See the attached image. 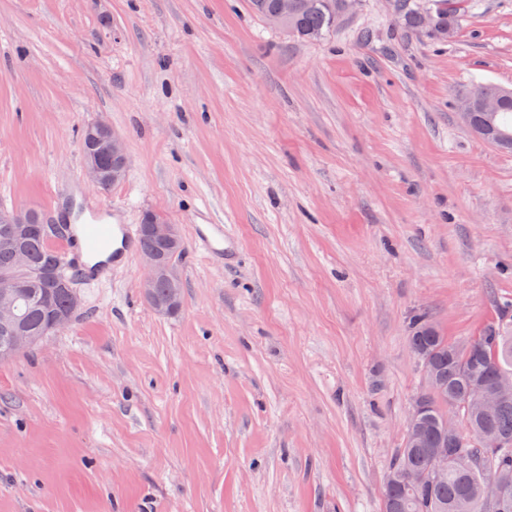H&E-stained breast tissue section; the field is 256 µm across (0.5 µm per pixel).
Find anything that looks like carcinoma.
Wrapping results in <instances>:
<instances>
[{"label": "carcinoma", "instance_id": "1", "mask_svg": "<svg viewBox=\"0 0 512 512\" xmlns=\"http://www.w3.org/2000/svg\"><path fill=\"white\" fill-rule=\"evenodd\" d=\"M341 0H308V7L290 22V33L301 39H315L332 31L339 19ZM434 20L412 8L409 0L402 2V18L411 30H427L435 34L440 28L458 27L456 0H431ZM82 153H97L104 168L112 166V158L98 152L88 137L81 135ZM32 222L27 237L20 243L26 265L17 263L14 251L0 247V274H11L19 285L16 300L18 328L40 340L59 329L54 320L66 315L74 318L70 291L77 288L79 276L67 270V285L52 287L57 265L64 263L59 250L51 240L62 235L44 224L40 215L27 212ZM474 348L469 350L462 342H452L427 320L418 317L412 324L410 349L429 357L430 366L443 378L448 396L426 398L429 410L424 418L429 443L421 448L404 445L392 463L389 475L395 483L384 494L383 512H495L486 502L482 484L488 477H496L512 485V394L503 397L496 410L487 418L477 419L470 410V385L482 379L489 386L499 374L512 373V313L501 309L495 320L478 335L471 337ZM453 402L458 414V427L468 433L478 424L500 439L501 447L485 448L466 439L448 442V453L460 449L470 458L467 467L448 460L439 479L428 478L433 470L430 453L432 442L445 434L443 421L448 419L444 407Z\"/></svg>", "mask_w": 512, "mask_h": 512}]
</instances>
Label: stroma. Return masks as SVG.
I'll return each instance as SVG.
<instances>
[{"instance_id": "stroma-1", "label": "stroma", "mask_w": 512, "mask_h": 512, "mask_svg": "<svg viewBox=\"0 0 512 512\" xmlns=\"http://www.w3.org/2000/svg\"><path fill=\"white\" fill-rule=\"evenodd\" d=\"M460 8L440 41L349 0L305 42L249 0H0V210L102 200L185 247L178 315L136 253L0 362V512H381L413 318L461 340L512 304V153L457 109L512 89V0ZM99 120L129 158L106 191L80 145ZM194 238L210 254L224 255L226 246L231 245L223 224H197L194 229Z\"/></svg>"}]
</instances>
